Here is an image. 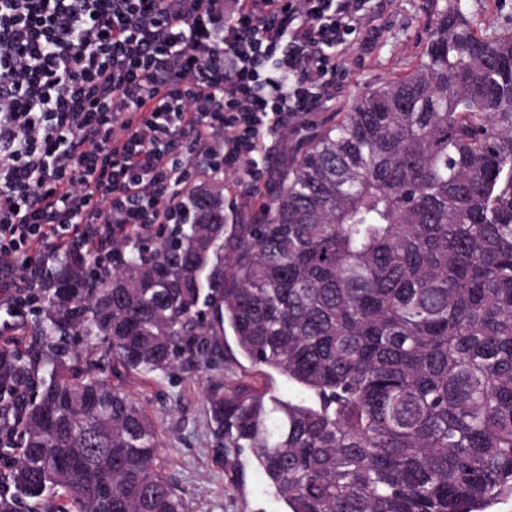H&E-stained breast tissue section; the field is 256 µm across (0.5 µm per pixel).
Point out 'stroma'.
<instances>
[{
  "instance_id": "stroma-1",
  "label": "stroma",
  "mask_w": 512,
  "mask_h": 512,
  "mask_svg": "<svg viewBox=\"0 0 512 512\" xmlns=\"http://www.w3.org/2000/svg\"><path fill=\"white\" fill-rule=\"evenodd\" d=\"M432 12V0H371L356 34L332 51L339 75L331 95L319 101L314 112L289 119L286 134L268 143L257 163L277 170L301 135L327 126L363 89L406 71L427 39ZM221 344L223 371L181 361L161 378L130 376L122 384L158 427L167 473L191 501L193 512H286V504L247 452L234 449L216 455L206 398L219 377L229 384L250 382L284 400L299 399L301 389L284 377H266L247 360H234L233 336H224Z\"/></svg>"
}]
</instances>
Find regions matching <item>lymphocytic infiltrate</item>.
I'll use <instances>...</instances> for the list:
<instances>
[{
    "instance_id": "lymphocytic-infiltrate-1",
    "label": "lymphocytic infiltrate",
    "mask_w": 512,
    "mask_h": 512,
    "mask_svg": "<svg viewBox=\"0 0 512 512\" xmlns=\"http://www.w3.org/2000/svg\"><path fill=\"white\" fill-rule=\"evenodd\" d=\"M370 0H0V350L50 259L180 213L189 171L245 172L336 79ZM28 267H21V260Z\"/></svg>"
}]
</instances>
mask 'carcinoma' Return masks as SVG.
<instances>
[{"instance_id":"cac0c4a2","label":"carcinoma","mask_w":512,"mask_h":512,"mask_svg":"<svg viewBox=\"0 0 512 512\" xmlns=\"http://www.w3.org/2000/svg\"><path fill=\"white\" fill-rule=\"evenodd\" d=\"M112 242V269H50L33 379L0 414V512H191L129 374L220 364L217 337L315 402L246 383L207 396L289 512H488L512 496V32L435 0L406 73L301 140L241 222L224 187ZM208 310L210 318L203 317ZM79 336L101 355L90 362Z\"/></svg>"}]
</instances>
